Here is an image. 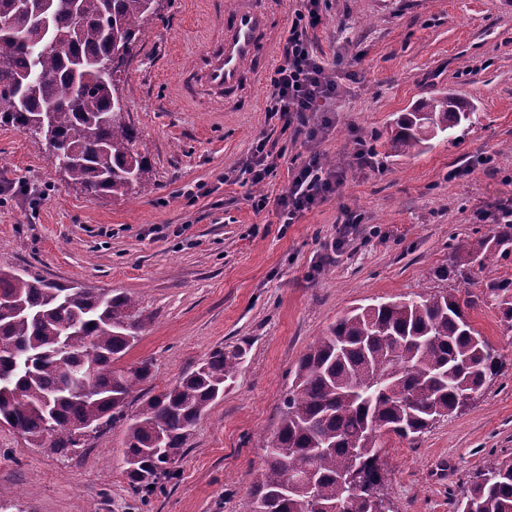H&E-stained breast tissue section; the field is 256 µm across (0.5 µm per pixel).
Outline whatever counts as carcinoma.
<instances>
[{"label":"carcinoma","mask_w":512,"mask_h":512,"mask_svg":"<svg viewBox=\"0 0 512 512\" xmlns=\"http://www.w3.org/2000/svg\"><path fill=\"white\" fill-rule=\"evenodd\" d=\"M157 0H0V123L23 131L92 197L150 189L119 92L122 66ZM471 119L443 95L405 115L388 141L399 156ZM512 256V221L471 248L457 245L451 271L463 279ZM486 293L512 324V280L490 278ZM472 301L453 292L414 294L348 311L299 360L279 426L262 446V466L242 512H381L341 480L352 463H380L383 436L413 439L462 409L497 374L498 351L474 329ZM130 296L64 286L0 268V425L32 448L67 457L90 434L121 427V468L149 492L186 452L198 420L242 369L241 347L214 351L128 416V398L152 380V363L119 362L144 329ZM454 512H512V456L487 460Z\"/></svg>","instance_id":"obj_1"}]
</instances>
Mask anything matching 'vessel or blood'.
Segmentation results:
<instances>
[{
  "instance_id": "b4317fda",
  "label": "vessel or blood",
  "mask_w": 512,
  "mask_h": 512,
  "mask_svg": "<svg viewBox=\"0 0 512 512\" xmlns=\"http://www.w3.org/2000/svg\"><path fill=\"white\" fill-rule=\"evenodd\" d=\"M279 0H233L219 33L204 38L191 72L200 92L220 98L236 111L245 89L264 73L259 61L272 54L280 36Z\"/></svg>"
}]
</instances>
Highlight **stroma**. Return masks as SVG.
I'll list each match as a JSON object with an SVG mask.
<instances>
[{"label": "stroma", "instance_id": "35a3bbf8", "mask_svg": "<svg viewBox=\"0 0 512 512\" xmlns=\"http://www.w3.org/2000/svg\"><path fill=\"white\" fill-rule=\"evenodd\" d=\"M322 14L309 36L336 96L310 113L313 138L266 112L269 78L234 112L197 98L186 77L201 37L197 0H161L122 74L148 192L91 198L0 124V267L138 299L149 320L124 361L152 360L155 394L217 349H247L173 477L145 498L116 466L120 430L64 459L0 428L12 512H241L260 439L276 431L299 359L330 324L355 306L442 288L478 300L483 274L463 285L446 269L451 245L490 235L512 211V0H324ZM445 94L472 122L419 154L390 153L398 119ZM261 140L278 161L255 185L245 169ZM362 143L364 166L354 159ZM312 155L342 158L344 180L285 223L276 199ZM469 317L501 369L416 440L383 438L395 512H453L473 473L512 453V327L479 300Z\"/></svg>", "mask_w": 512, "mask_h": 512}]
</instances>
